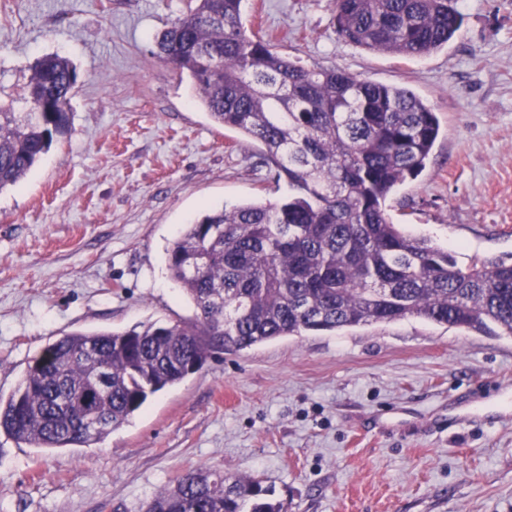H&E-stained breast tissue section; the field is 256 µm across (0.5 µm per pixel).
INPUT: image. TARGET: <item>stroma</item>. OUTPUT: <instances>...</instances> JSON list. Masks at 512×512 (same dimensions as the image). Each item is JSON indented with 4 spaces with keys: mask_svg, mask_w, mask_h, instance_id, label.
Instances as JSON below:
<instances>
[{
    "mask_svg": "<svg viewBox=\"0 0 512 512\" xmlns=\"http://www.w3.org/2000/svg\"><path fill=\"white\" fill-rule=\"evenodd\" d=\"M188 0H0V101L57 53L72 129L0 191V394L76 331L194 309L167 250L209 208L276 202L260 146L215 125L157 54ZM448 47L407 59L339 39L334 0H243L291 60L404 86L441 125L393 223L472 258L512 254V0H456ZM253 476L286 512H512V337L407 318L287 336L209 359L91 448L0 434V512H142L189 470Z\"/></svg>",
    "mask_w": 512,
    "mask_h": 512,
    "instance_id": "stroma-1",
    "label": "stroma"
}]
</instances>
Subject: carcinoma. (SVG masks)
<instances>
[{
    "label": "carcinoma",
    "mask_w": 512,
    "mask_h": 512,
    "mask_svg": "<svg viewBox=\"0 0 512 512\" xmlns=\"http://www.w3.org/2000/svg\"><path fill=\"white\" fill-rule=\"evenodd\" d=\"M242 0H194L158 39L218 125L263 146L288 195L214 209L168 252L194 318L72 332L46 346L8 397L0 433L30 448H89L218 353L285 336L408 317L512 336V254L461 267L448 249L391 222L386 201L426 165L440 134L415 92L343 68L305 67L245 28ZM462 25L451 0H336V34L370 51L422 57ZM72 62L39 58L29 111L0 104V191L71 130ZM144 512H286L252 477L199 468Z\"/></svg>",
    "instance_id": "cac0c4a2"
}]
</instances>
